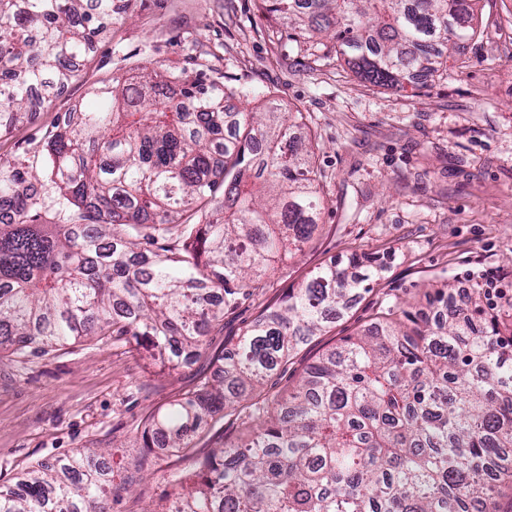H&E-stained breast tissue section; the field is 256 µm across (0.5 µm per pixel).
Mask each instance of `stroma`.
Masks as SVG:
<instances>
[{
	"mask_svg": "<svg viewBox=\"0 0 512 512\" xmlns=\"http://www.w3.org/2000/svg\"><path fill=\"white\" fill-rule=\"evenodd\" d=\"M476 11L480 35L453 46L447 75L397 92L356 78L316 41L295 39L260 0H129L77 79L0 138V156L33 149L58 116L88 103L91 87L161 60L223 81L233 92L226 111L261 112L272 101L302 113L300 131L317 144L325 209L313 239L225 310L207 356L194 362L168 371L116 336L0 358V485H16L32 465L102 449L114 486L107 512H161L174 476L245 426L225 417L194 438L190 458L162 450L139 472L149 415L196 391L217 369L212 355L331 262L355 254L381 269L263 395L287 390L319 354L427 285L447 282L462 295L493 276L511 284L512 0H478Z\"/></svg>",
	"mask_w": 512,
	"mask_h": 512,
	"instance_id": "35a3bbf8",
	"label": "stroma"
}]
</instances>
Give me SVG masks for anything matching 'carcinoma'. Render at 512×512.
Here are the masks:
<instances>
[{"instance_id":"carcinoma-1","label":"carcinoma","mask_w":512,"mask_h":512,"mask_svg":"<svg viewBox=\"0 0 512 512\" xmlns=\"http://www.w3.org/2000/svg\"><path fill=\"white\" fill-rule=\"evenodd\" d=\"M323 34L349 70L403 91L448 71L449 42L477 34L474 0H262ZM116 0H0V137L32 97L76 76ZM31 151L0 158V352L46 355L89 336H130L148 358L189 361L224 310L315 233L314 152L276 104L228 112L219 81L158 62L91 89ZM222 192V199L216 193ZM173 245H157L160 240ZM376 266L331 263L286 292L219 356L220 375L151 413L148 449L244 412L261 428L175 478L177 512H512V303L473 289L395 303L326 350L288 394L241 404L344 316ZM0 486V512H106L112 476L74 455Z\"/></svg>"}]
</instances>
